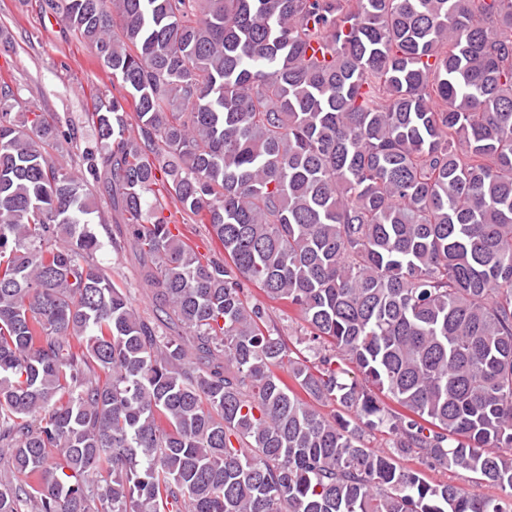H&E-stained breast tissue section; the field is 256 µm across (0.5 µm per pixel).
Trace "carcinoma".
<instances>
[{"mask_svg": "<svg viewBox=\"0 0 512 512\" xmlns=\"http://www.w3.org/2000/svg\"><path fill=\"white\" fill-rule=\"evenodd\" d=\"M40 7L113 94L0 86V512H512V0ZM95 259L101 265L112 270V277L115 281L129 288L135 307L141 313L152 316L151 301L144 293L137 289L136 276L129 256L116 255L112 251V247L107 244L103 250L97 252ZM272 306L273 317L287 335H294L296 332H299L303 322L295 309L278 304H272ZM426 474L433 481H448V484L455 485L465 491L478 496H498L500 491L487 485L477 484L472 481L473 475L461 469H439L436 471L426 470Z\"/></svg>", "mask_w": 512, "mask_h": 512, "instance_id": "carcinoma-1", "label": "carcinoma"}]
</instances>
